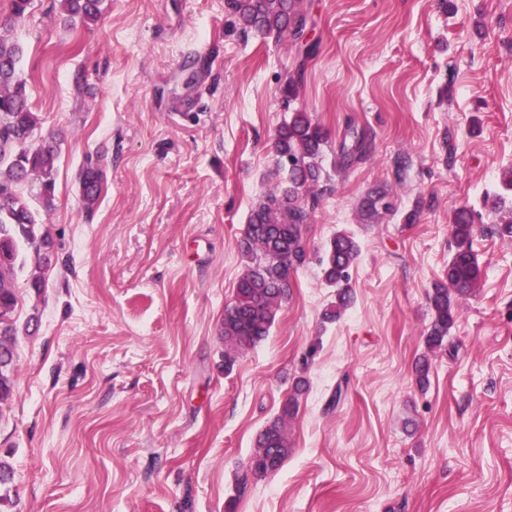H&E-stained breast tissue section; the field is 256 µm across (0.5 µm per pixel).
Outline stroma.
Returning <instances> with one entry per match:
<instances>
[{
    "label": "stroma",
    "mask_w": 512,
    "mask_h": 512,
    "mask_svg": "<svg viewBox=\"0 0 512 512\" xmlns=\"http://www.w3.org/2000/svg\"><path fill=\"white\" fill-rule=\"evenodd\" d=\"M304 5L314 55L288 102L296 42L243 33L225 0H105L85 25L54 0L15 21L0 0V33L24 49L34 140L59 144L44 291L29 286L31 253L15 266L0 512H512V239L496 234L508 211L492 205L512 167V0ZM293 108L328 133L330 187L291 298L228 369L238 244L279 181L273 142ZM349 118L373 153L340 170ZM90 163L106 187L88 211ZM374 188L394 207L368 219L359 202ZM461 206L476 215L484 276L430 353L427 294ZM339 230L361 254L353 302L329 323L336 290L320 259ZM300 377L293 452L253 476L256 435Z\"/></svg>",
    "instance_id": "1"
}]
</instances>
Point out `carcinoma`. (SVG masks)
<instances>
[{"instance_id":"obj_1","label":"carcinoma","mask_w":512,"mask_h":512,"mask_svg":"<svg viewBox=\"0 0 512 512\" xmlns=\"http://www.w3.org/2000/svg\"><path fill=\"white\" fill-rule=\"evenodd\" d=\"M58 2L71 22H94L102 13L103 0ZM227 6L244 32L253 30L276 37L287 32L299 40L307 26L304 0H227ZM22 56L23 47L18 41L0 35V402L8 400L13 391L12 340L16 327L12 314L17 304V241L23 239L34 250L38 267L51 264L50 243L41 233V212L47 213L54 206L53 172L58 159V146L53 141L28 145L37 121L29 106L26 82L19 75ZM327 144V133L304 111L292 112L277 130L274 151L286 179L252 209L239 242L248 264L237 280L233 302L224 311L227 368L233 366L236 355L267 339L282 302L291 294V273L306 261L303 229L310 210L318 204V196L311 189L323 182L321 158ZM370 147L366 130L353 122L347 123L344 140L336 153V166L346 168L363 160ZM31 179L39 181L41 212L32 208L21 191V186ZM103 183L104 172L99 165L90 164L82 170L80 185L86 207L96 203ZM360 208L372 218L381 209L390 210L392 203L386 201L385 192L372 190L363 198ZM474 231L473 211L467 207L456 209L451 217L456 250L448 260L445 278L434 283L428 293L433 320L424 344L431 352L448 345V337L459 319L457 298L472 293L482 280L483 268L470 246ZM359 254L360 245L354 236L340 231L320 260L326 282L337 287L336 302L324 312L330 321L337 320L352 303L351 289L346 283ZM305 389L306 380H297L293 394L256 436L248 462L251 474L262 477L274 473L291 455L293 443L288 423L297 415V395Z\"/></svg>"}]
</instances>
